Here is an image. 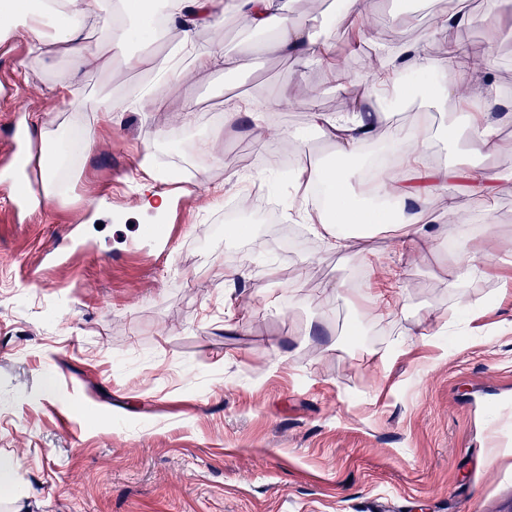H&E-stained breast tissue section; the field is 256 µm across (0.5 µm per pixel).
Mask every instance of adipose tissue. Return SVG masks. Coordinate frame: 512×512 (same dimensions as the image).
<instances>
[{
  "mask_svg": "<svg viewBox=\"0 0 512 512\" xmlns=\"http://www.w3.org/2000/svg\"><path fill=\"white\" fill-rule=\"evenodd\" d=\"M228 7L243 17L251 29L268 34L269 39L263 45L265 51L298 59L325 60L327 47L314 37L310 21L289 17L280 0H163V26L179 35L167 54L168 66L137 97L119 101L84 97L79 101L81 110L95 112L105 118L115 112L164 111L168 89L182 80L180 60H190L199 71L221 69L228 63L223 41L217 36L224 10ZM95 14L105 15L111 20L110 38L114 58L127 68L140 67L141 57L127 50L134 32L128 0H43L37 7L31 6L28 0H21L15 11L0 14V38L25 40L29 54L34 58L43 54L48 40L64 42L68 44L77 66L81 67L87 65L89 54L84 22L88 16ZM57 15L66 17L67 25L50 28L51 18ZM471 22V16L461 11L444 10L436 14L433 33L445 41L446 47L435 60L423 55L414 46L380 44L381 56L388 61L389 67L382 72L367 74L362 106L335 114L321 111L317 104H310L308 130L331 146L339 164L315 168L311 166L306 152H298L294 163V182L299 186L314 180L327 183L333 191V218L328 222H314L308 205L304 203L292 212L291 217L307 225L327 249L340 251L350 248V237L342 233V226L375 225L379 222L375 211L356 206L346 192L351 178L363 177V168H347L343 162L361 155L367 144L375 139L380 122L376 103L387 93L390 84L404 82L410 69L419 74L437 72L444 77L445 86L440 89L429 82L419 85L418 93L425 101L436 108L442 107L448 99L458 104L468 101L472 66L450 36L453 31ZM203 29L215 33L214 39L206 45L197 41V34ZM476 106V111L465 115L470 151L488 158L498 150L488 116L502 111L505 103L499 96L487 95L477 101ZM266 124L265 112L256 111L252 101H244L224 110L225 128L246 129L252 136L255 149L259 151L267 147L263 134ZM41 138L54 157L53 164L42 171L45 194L49 197L62 195L67 190L65 172L77 148L63 128L52 132L42 131ZM391 140L395 149L390 166L379 173L370 193L375 198L386 200L398 213L399 223L395 230L402 250L432 248L435 235L429 226L430 204L442 199L449 201L448 214L453 222L462 224L466 221L464 212L452 205L454 196L448 189L452 173L447 167L426 164V127H394Z\"/></svg>",
  "mask_w": 512,
  "mask_h": 512,
  "instance_id": "ef3b65f1",
  "label": "adipose tissue"
}]
</instances>
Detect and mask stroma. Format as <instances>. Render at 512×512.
I'll list each match as a JSON object with an SVG mask.
<instances>
[{
    "label": "stroma",
    "mask_w": 512,
    "mask_h": 512,
    "mask_svg": "<svg viewBox=\"0 0 512 512\" xmlns=\"http://www.w3.org/2000/svg\"><path fill=\"white\" fill-rule=\"evenodd\" d=\"M369 8L382 24L341 19L339 0H322L315 37L338 57L388 31L433 59V14L460 8L473 21L456 41L486 60L473 87L512 96V0H498L493 26L488 0H421L413 16L396 0ZM85 34L100 55L79 72L63 44L35 61L25 41L0 39V454L18 461L23 488L21 500L0 496V512H370L380 502L512 512V120L494 121L504 147L494 167L508 180L493 199L457 198L465 233L442 211L432 250H401L382 231L368 256L314 237L283 258L272 225L220 232L226 202L251 183L286 208L292 195L279 170L233 165L247 139L219 135L216 116L229 95L293 99L287 124L270 130L279 147L306 127L309 100L341 102L329 62L258 52L242 67H190L164 111L123 112L113 125L45 86L71 80L78 97L104 100L138 92L175 38L137 44L143 63L131 71L113 60L105 20L88 19ZM385 118L425 119L432 163L466 157L465 138L445 136L462 125L456 103L404 99ZM36 119L91 144L72 161V195L29 213L13 208L10 186L41 176ZM148 152L192 169L183 214L137 202ZM177 223L163 264L128 262L144 227ZM59 236L85 246L81 275L50 269L31 283L34 245ZM246 255L250 275L231 288L224 274ZM385 279L398 304L367 318L364 291Z\"/></svg>",
    "instance_id": "obj_1"
}]
</instances>
